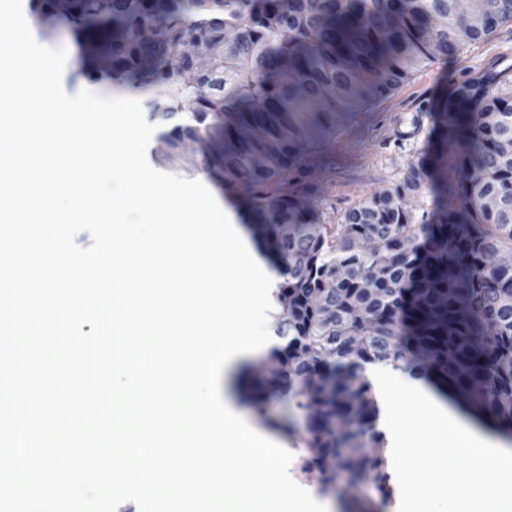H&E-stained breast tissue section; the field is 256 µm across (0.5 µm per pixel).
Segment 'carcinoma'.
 <instances>
[{
	"label": "carcinoma",
	"mask_w": 512,
	"mask_h": 512,
	"mask_svg": "<svg viewBox=\"0 0 512 512\" xmlns=\"http://www.w3.org/2000/svg\"><path fill=\"white\" fill-rule=\"evenodd\" d=\"M472 25L457 0H29L47 27H67L75 78L153 92L150 119L178 158L206 145L205 171L244 197L282 282L269 357L255 377L306 412L304 465L345 471L393 494L380 408L364 371L400 368L499 433L512 434V68L457 83L438 105L432 151L402 179L325 231L316 154L338 123L397 89L422 63L459 55L512 21V0H478ZM221 48L206 69L187 53ZM187 105L188 115L181 114ZM430 207L416 212L430 171ZM380 247L363 252L358 240ZM328 296L322 319L306 304ZM315 374L309 384L305 375Z\"/></svg>",
	"instance_id": "cac0c4a2"
}]
</instances>
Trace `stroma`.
<instances>
[{
  "label": "stroma",
  "instance_id": "1",
  "mask_svg": "<svg viewBox=\"0 0 512 512\" xmlns=\"http://www.w3.org/2000/svg\"><path fill=\"white\" fill-rule=\"evenodd\" d=\"M31 32L40 45L66 52L62 86L67 94L90 88V81L72 78L78 68V52L67 28L35 25ZM510 65L512 22L508 21L488 38L466 44L459 57L420 66L390 95L371 102L345 121L325 153V170L317 174L323 189L320 210L325 227L335 229L343 223L346 212L402 178L407 165L428 148L434 111L463 72ZM267 355L264 349L253 353L222 379L221 392L227 401L255 429L292 454L290 476L311 490L329 512H397L398 499L382 500L366 485L350 483L344 472H337L335 481L328 484L317 469L304 468L308 451L302 439L303 411L278 396H253L247 381V369L256 368Z\"/></svg>",
  "mask_w": 512,
  "mask_h": 512
}]
</instances>
